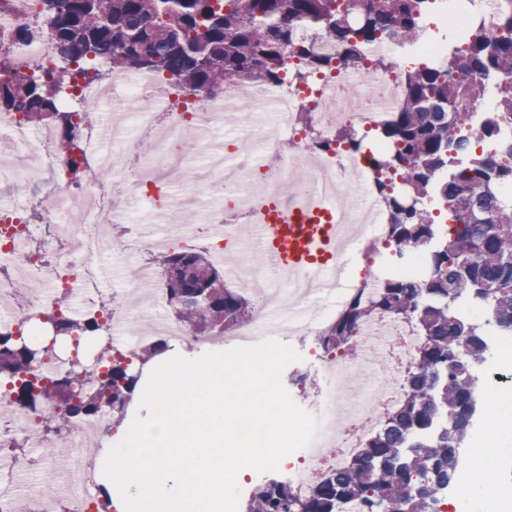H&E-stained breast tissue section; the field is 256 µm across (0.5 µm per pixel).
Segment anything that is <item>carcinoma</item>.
<instances>
[{
    "label": "carcinoma",
    "mask_w": 512,
    "mask_h": 512,
    "mask_svg": "<svg viewBox=\"0 0 512 512\" xmlns=\"http://www.w3.org/2000/svg\"><path fill=\"white\" fill-rule=\"evenodd\" d=\"M57 54L69 62L48 80L16 72L0 59V112H16L32 125L49 123L60 132V151L74 178L86 158L84 117L59 108L58 93L100 78L95 62L107 57L115 70L168 75L185 91L216 92L231 84L281 83L288 58L302 71H323L344 62L358 65L366 45L392 40L409 44L422 31L427 0H40ZM309 24L314 37L300 40ZM494 39L465 35L448 60L403 73L407 95L392 121L377 128L386 149L368 158L379 175L390 238L400 257L429 261L415 277L381 279L370 296L353 298L326 331L328 354L349 352L363 322L382 314L413 320L420 344L405 378L404 395L384 428L371 434L349 466L328 475L301 496L281 479L256 485L244 512H340L353 498L362 512H439L461 463L452 452L455 434L448 416L467 427L466 405L473 381L467 361L489 355L490 332L512 334V201L500 187L512 185V8L501 17ZM491 87L496 111L480 118L479 135L493 152L470 148L477 91ZM336 144L353 150L362 140L351 129ZM164 271L168 301L177 319L200 336H216L248 320L252 306L224 288L209 306L193 301L195 290L223 277L205 252L174 250L155 257ZM462 303L488 308L483 325L455 314ZM43 325L69 337L79 354L98 339L102 360L82 366V375L47 381L38 369L48 350L24 330L0 334V381L11 389L0 405L36 407L52 403L47 424L60 431L112 405L121 422L139 380L137 364L163 352L155 341L125 352L112 347L93 318L79 324L62 313L42 316ZM89 383L84 396L67 392Z\"/></svg>",
    "instance_id": "obj_1"
}]
</instances>
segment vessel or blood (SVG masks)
<instances>
[{
	"label": "vessel or blood",
	"instance_id": "vessel-or-blood-1",
	"mask_svg": "<svg viewBox=\"0 0 512 512\" xmlns=\"http://www.w3.org/2000/svg\"><path fill=\"white\" fill-rule=\"evenodd\" d=\"M250 252L274 272L301 273L345 266L352 252L343 250L345 225L326 201L307 190L288 201H267L249 215Z\"/></svg>",
	"mask_w": 512,
	"mask_h": 512
}]
</instances>
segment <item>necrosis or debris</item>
I'll list each match as a JSON object with an SVG mask.
<instances>
[{
    "label": "necrosis or debris",
    "mask_w": 512,
    "mask_h": 512,
    "mask_svg": "<svg viewBox=\"0 0 512 512\" xmlns=\"http://www.w3.org/2000/svg\"><path fill=\"white\" fill-rule=\"evenodd\" d=\"M512 0H474L471 10H431L430 26L466 28L470 13H477L481 29L489 36L500 32V15ZM39 0H10L0 12V48L11 49L10 65L18 72L48 78L62 67L50 36L36 30ZM33 29L32 39L17 42L20 28ZM395 56L391 70L376 67L382 53ZM365 61L358 66L336 65L326 72H308L282 84L225 87L210 95H181L154 73L116 72L108 83L90 82L78 92L62 90L59 102L75 112L93 108L96 120L84 140L92 170L81 179L69 173L65 155L58 150L59 131L20 121L18 115L0 113V139L9 140L14 152L0 162V185L10 191L0 204V262L10 264L14 276L0 281V332L25 329L42 333L40 316L62 311L71 321L100 318L103 330L119 350H127V326L138 315L132 304L145 296L153 310L152 333L179 347L209 348L254 345L263 339L288 335L304 341L307 357L319 363L322 383L304 393V408L321 421L319 432L306 448L290 455L282 467L294 490L307 494L330 472L342 469L356 455L365 438L379 431L388 411L404 392V377L415 361L419 345L410 320L382 315L362 323L353 353L322 357L319 339L344 312L350 300L369 295L380 283L375 256L388 244V226L376 186V175L363 155L337 146L336 130L352 126L369 132L386 122L405 96L404 70L429 61L447 60L448 44L422 37L401 46L380 41L366 46ZM310 103L311 123L295 119L297 106ZM240 106L247 114L242 124L255 152L227 168L228 152L238 151V140L213 138L223 125V112ZM324 147L318 166H309L308 138ZM195 141L207 159L203 174L186 171L183 145ZM278 159L269 171L265 156ZM110 171L107 180L98 171ZM361 179H353V172ZM317 185L322 195L339 207L340 223L354 225L348 244L362 257L359 271L344 288L335 279L291 276L289 296L274 286L279 276L258 265H245L237 280L252 284L255 298L251 318L224 335L198 336L167 313L168 297L155 271L134 262L125 269V286L112 307L99 298L113 258L142 251L167 250L200 240L213 259L224 256V236L214 234L211 221L197 219L182 224L179 209L197 200L217 202L220 212L250 209L260 197L280 196L294 173ZM43 180L40 223L27 216L28 188ZM137 223L135 237L114 241L112 225L124 220ZM168 225L163 237L152 227ZM39 290H31V280ZM487 397H496L512 384V336L493 335ZM44 410L15 408L0 427V512H101L98 496L97 450L105 442V427L112 411L78 420L67 430L47 434L41 428ZM19 439L33 449H51L49 472L32 469L8 453L9 441ZM65 448L79 449L77 460L62 456ZM64 483L63 490L42 496L46 475Z\"/></svg>",
    "instance_id": "obj_1"
}]
</instances>
